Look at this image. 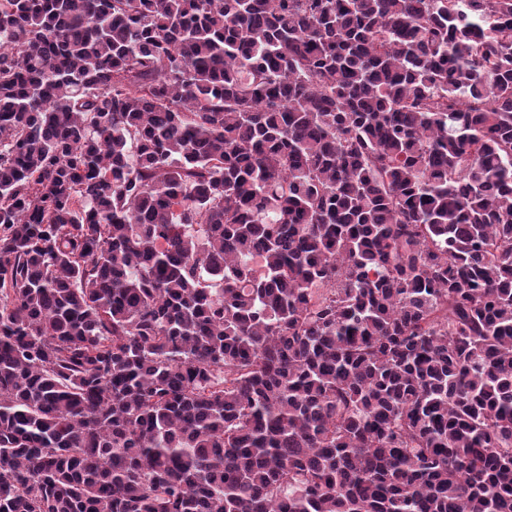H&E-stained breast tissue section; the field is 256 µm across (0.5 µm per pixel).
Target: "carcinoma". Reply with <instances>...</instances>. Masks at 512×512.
<instances>
[{"label": "carcinoma", "instance_id": "1", "mask_svg": "<svg viewBox=\"0 0 512 512\" xmlns=\"http://www.w3.org/2000/svg\"><path fill=\"white\" fill-rule=\"evenodd\" d=\"M0 512H512V0H0Z\"/></svg>", "mask_w": 512, "mask_h": 512}]
</instances>
